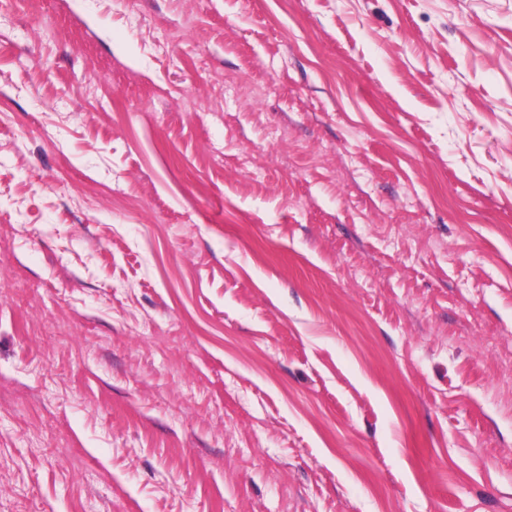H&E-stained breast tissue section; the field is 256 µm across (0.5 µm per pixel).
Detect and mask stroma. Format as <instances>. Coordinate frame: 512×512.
<instances>
[{"label":"stroma","instance_id":"35a3bbf8","mask_svg":"<svg viewBox=\"0 0 512 512\" xmlns=\"http://www.w3.org/2000/svg\"><path fill=\"white\" fill-rule=\"evenodd\" d=\"M512 0H0V512H512Z\"/></svg>","mask_w":512,"mask_h":512}]
</instances>
